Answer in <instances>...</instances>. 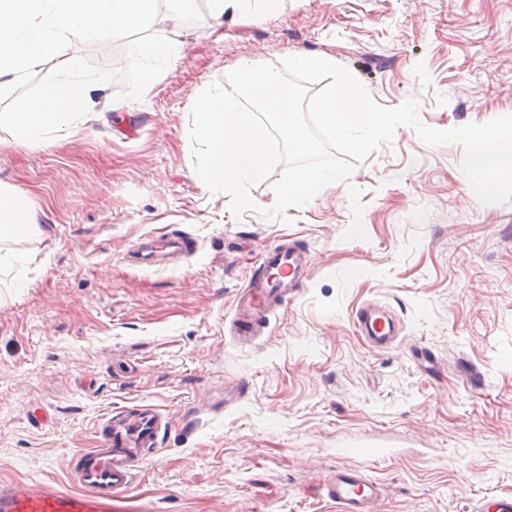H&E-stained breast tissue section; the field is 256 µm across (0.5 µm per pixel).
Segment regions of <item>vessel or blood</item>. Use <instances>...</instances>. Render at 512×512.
<instances>
[{"label": "vessel or blood", "instance_id": "obj_1", "mask_svg": "<svg viewBox=\"0 0 512 512\" xmlns=\"http://www.w3.org/2000/svg\"><path fill=\"white\" fill-rule=\"evenodd\" d=\"M164 246L154 239H141L136 253L141 264L156 262L162 250H183L181 237L164 233ZM264 278L255 281L248 299L251 314H262L273 302L283 299L306 273L302 253L277 246L262 262ZM359 336L369 346L384 350L394 346L399 330L384 313L372 306L359 309L354 317ZM161 419L152 408L105 415L96 430L93 447L75 449L69 462L71 487L31 484L23 480H0V512H114L115 501L124 499L140 472L150 449L157 444ZM324 489L338 512H374L379 485L355 470H333Z\"/></svg>", "mask_w": 512, "mask_h": 512}]
</instances>
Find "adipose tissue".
<instances>
[{"label":"adipose tissue","mask_w":512,"mask_h":512,"mask_svg":"<svg viewBox=\"0 0 512 512\" xmlns=\"http://www.w3.org/2000/svg\"><path fill=\"white\" fill-rule=\"evenodd\" d=\"M148 23L178 29L180 15L163 13L158 0H0V100L12 99L15 111L0 113V129L19 140L46 141L71 133L87 116L93 96L106 79L44 74V89L24 92L23 74L50 58H65L72 41L95 34L126 32ZM37 224L23 190L0 188V239Z\"/></svg>","instance_id":"1"}]
</instances>
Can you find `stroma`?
<instances>
[{
    "label": "stroma",
    "instance_id": "obj_1",
    "mask_svg": "<svg viewBox=\"0 0 512 512\" xmlns=\"http://www.w3.org/2000/svg\"><path fill=\"white\" fill-rule=\"evenodd\" d=\"M182 12L173 69L142 79L130 49L165 43L163 25L72 42L79 74L108 81L76 134L0 131V186L38 222L0 242V479L67 483L107 413L148 405L158 447L125 512H336L339 465L380 485L375 512L512 497V203L467 198L463 145L399 127L282 222L235 218L189 138L205 87L294 52L330 54L381 105L417 97L438 130L512 114V0H279L220 26L206 0ZM352 185L363 240L343 237ZM164 229L191 248L141 266L134 245ZM283 243L306 275L238 339L236 301ZM366 304L397 320L392 348L357 334Z\"/></svg>",
    "mask_w": 512,
    "mask_h": 512
}]
</instances>
